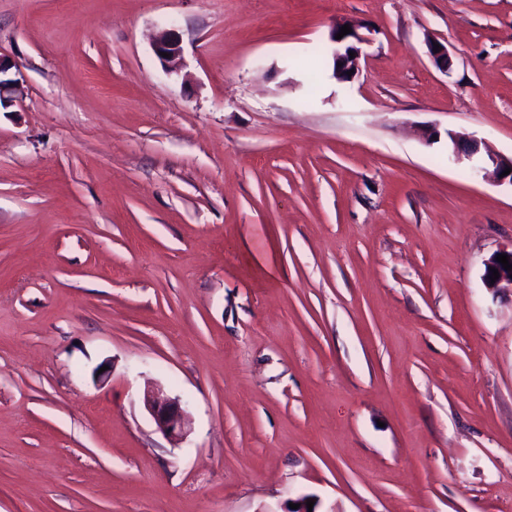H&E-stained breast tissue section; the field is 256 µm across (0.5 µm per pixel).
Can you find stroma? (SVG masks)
I'll use <instances>...</instances> for the list:
<instances>
[{"label":"stroma","instance_id":"35a3bbf8","mask_svg":"<svg viewBox=\"0 0 512 512\" xmlns=\"http://www.w3.org/2000/svg\"><path fill=\"white\" fill-rule=\"evenodd\" d=\"M0 55V512H512V187L446 137L512 156V0H0ZM344 23L335 24L330 31L329 39L335 45L333 50V59L335 61L334 76L340 82H349L358 71L359 59L361 57V49L355 45L351 39L357 43H362L364 38L357 32V26L351 25L352 33L344 35L341 39H335L337 33L340 32ZM337 45V46H336ZM349 52L355 53V57L350 59ZM347 71H351V76H348ZM153 48L156 55L171 72L177 70L182 58V47L174 32L171 30L163 31L154 40ZM161 52L170 54V57L161 56ZM12 69L19 71L18 65L15 62H12L11 60L0 55V104L4 94H8L13 98H18L20 95H22V86L18 79H2V75L6 76ZM448 137L453 145L452 149L448 150V161L456 164L465 162L476 178L483 177L492 168L491 173L497 183L508 182L512 187V158L489 153L483 156L480 151V143L473 137L461 139V136L453 133H448ZM506 168H511L510 174L500 177ZM498 254H507L509 263L512 264V247L511 250H500L485 263L484 283L486 288H489L495 294H499L507 288H511L512 290V278H510L512 270L504 269L502 264L496 261ZM490 268L498 269L499 272V278L496 279L494 283H491L490 280V276L492 275ZM143 402L163 434L171 437L186 434L189 414L179 398L167 396L160 389H147L143 394Z\"/></svg>","mask_w":512,"mask_h":512}]
</instances>
